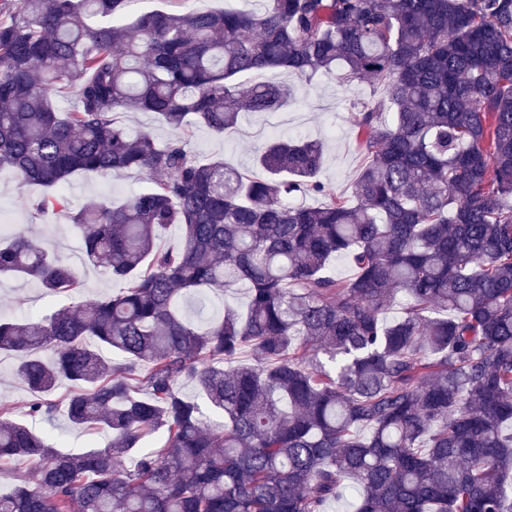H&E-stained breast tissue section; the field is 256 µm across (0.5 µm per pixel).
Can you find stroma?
Returning a JSON list of instances; mask_svg holds the SVG:
<instances>
[{
  "label": "stroma",
  "instance_id": "stroma-1",
  "mask_svg": "<svg viewBox=\"0 0 512 512\" xmlns=\"http://www.w3.org/2000/svg\"><path fill=\"white\" fill-rule=\"evenodd\" d=\"M379 87L356 81L348 85L316 77L301 89V101L278 112L245 114L236 130L216 133L194 127L184 139L191 154L204 159L224 158L228 166L241 172L253 170V158L273 137H309L326 145L325 161L319 179L338 196L350 197L352 185L365 161L352 136L353 104L381 97ZM148 181L135 170L105 175L82 174L66 183L61 195L66 207L80 208L94 199L120 202L145 189ZM41 187L19 185L15 173L0 171V218L9 224H23L31 238L54 249L74 266L82 284V297L104 295L116 290V283L99 270L85 265L80 234L54 211L40 219L28 212L30 197L40 195ZM66 296L45 294L31 280L15 277L0 279V316L26 319L69 304Z\"/></svg>",
  "mask_w": 512,
  "mask_h": 512
}]
</instances>
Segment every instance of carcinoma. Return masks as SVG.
<instances>
[{
    "label": "carcinoma",
    "mask_w": 512,
    "mask_h": 512,
    "mask_svg": "<svg viewBox=\"0 0 512 512\" xmlns=\"http://www.w3.org/2000/svg\"><path fill=\"white\" fill-rule=\"evenodd\" d=\"M128 2L17 0L0 20V168L47 188L150 180L120 206L66 212L116 292L0 319L26 415L53 417L68 382V421L108 437L63 454L0 401V476L18 458L38 473L8 472L0 512H328L352 491L353 512H512V0H259L126 21ZM262 71L382 86L354 115L368 157L354 201L318 179L319 140L274 138L248 175L116 120L227 132L299 99L294 84L243 87ZM2 275L82 286L19 224L0 234ZM238 286L241 309L183 313ZM246 348L254 362L237 363ZM117 120L120 124L134 130L143 129L150 131L154 138L160 142H167L174 137L170 128L161 122L157 115L150 112H118Z\"/></svg>",
    "instance_id": "carcinoma-1"
}]
</instances>
